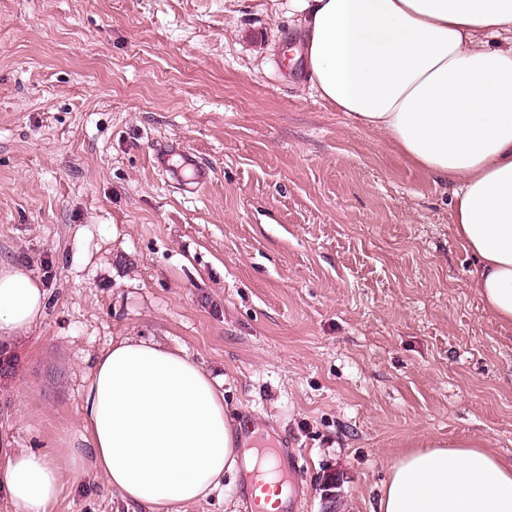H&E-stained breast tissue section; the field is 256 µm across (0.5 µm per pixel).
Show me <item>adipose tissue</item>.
I'll return each mask as SVG.
<instances>
[{"instance_id":"1","label":"adipose tissue","mask_w":512,"mask_h":512,"mask_svg":"<svg viewBox=\"0 0 512 512\" xmlns=\"http://www.w3.org/2000/svg\"><path fill=\"white\" fill-rule=\"evenodd\" d=\"M320 97L449 185L475 288L512 323V0H295ZM47 293L0 262V346L35 326ZM89 449L0 448L13 512H52L84 458L128 503L170 512L236 472L224 395L194 361L137 338L94 362L84 397ZM379 512H512V457L436 440L391 466Z\"/></svg>"}]
</instances>
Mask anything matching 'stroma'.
Returning <instances> with one entry per match:
<instances>
[{"label": "stroma", "mask_w": 512, "mask_h": 512, "mask_svg": "<svg viewBox=\"0 0 512 512\" xmlns=\"http://www.w3.org/2000/svg\"><path fill=\"white\" fill-rule=\"evenodd\" d=\"M302 48L292 0H0V261L48 295L1 442L85 447L94 361L133 336L297 450L300 512H378L429 440L512 457V324L451 187L323 101ZM239 483L171 512H242ZM53 512L142 510L87 460Z\"/></svg>", "instance_id": "obj_1"}]
</instances>
